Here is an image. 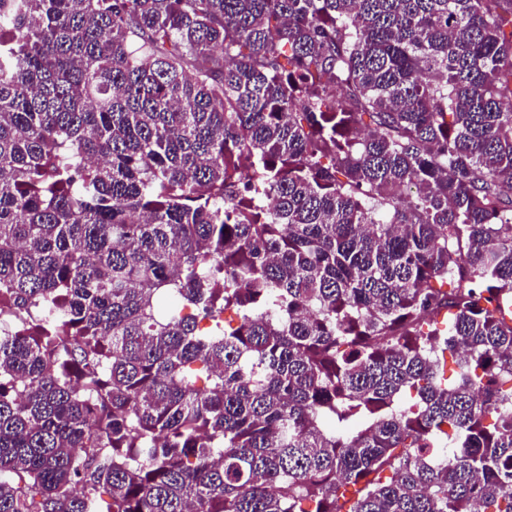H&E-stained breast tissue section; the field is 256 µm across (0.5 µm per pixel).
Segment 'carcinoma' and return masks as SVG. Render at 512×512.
<instances>
[{
    "instance_id": "1",
    "label": "carcinoma",
    "mask_w": 512,
    "mask_h": 512,
    "mask_svg": "<svg viewBox=\"0 0 512 512\" xmlns=\"http://www.w3.org/2000/svg\"><path fill=\"white\" fill-rule=\"evenodd\" d=\"M509 105L512 0H0V512H512Z\"/></svg>"
}]
</instances>
